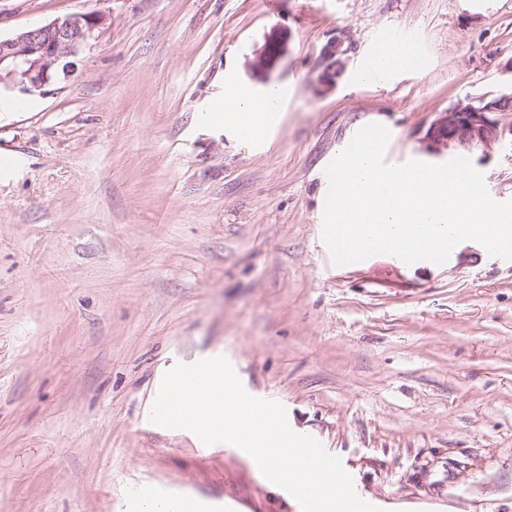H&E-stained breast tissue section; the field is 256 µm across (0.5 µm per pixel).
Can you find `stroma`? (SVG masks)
<instances>
[{"label": "stroma", "mask_w": 512, "mask_h": 512, "mask_svg": "<svg viewBox=\"0 0 512 512\" xmlns=\"http://www.w3.org/2000/svg\"><path fill=\"white\" fill-rule=\"evenodd\" d=\"M106 7L69 80L0 106V512H301L249 459L151 428L162 378L226 357L253 397L338 456L380 512H512V261L339 270L325 168L367 124L434 164V121L512 90V0H0V36ZM275 27L288 51L251 65ZM394 30L427 66L363 82ZM344 54L321 83L323 47ZM279 90L261 146L213 119L225 86ZM468 155L512 200V112ZM196 500L193 497H183L179 502V509L176 507V501L170 502H156L147 500L141 507V512H196Z\"/></svg>", "instance_id": "1"}]
</instances>
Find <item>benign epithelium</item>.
<instances>
[{
    "label": "benign epithelium",
    "instance_id": "obj_1",
    "mask_svg": "<svg viewBox=\"0 0 512 512\" xmlns=\"http://www.w3.org/2000/svg\"><path fill=\"white\" fill-rule=\"evenodd\" d=\"M105 19L103 10L69 14L30 27L13 37L0 38V86L8 90L17 88L30 95L41 91L53 78L71 76L76 70L77 58ZM287 44L288 36L283 30L271 29L254 69L264 74L272 70L285 54ZM340 53L337 42L323 49L327 61L323 81L328 87L336 83ZM499 112H512V92L459 103L437 119L434 140L467 150L490 147L503 136L499 121L492 118Z\"/></svg>",
    "mask_w": 512,
    "mask_h": 512
}]
</instances>
